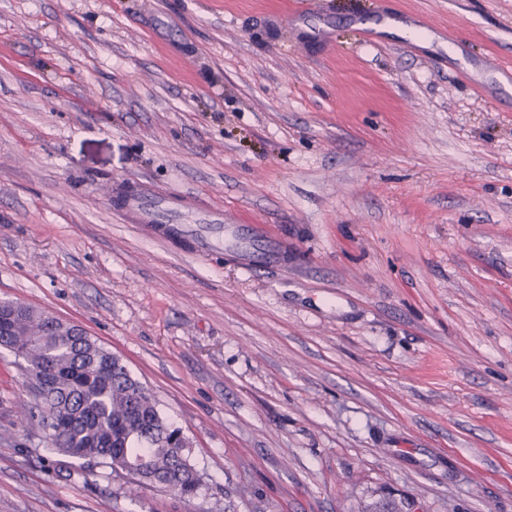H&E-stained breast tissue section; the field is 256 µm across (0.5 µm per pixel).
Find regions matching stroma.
<instances>
[{"label": "stroma", "instance_id": "obj_1", "mask_svg": "<svg viewBox=\"0 0 512 512\" xmlns=\"http://www.w3.org/2000/svg\"><path fill=\"white\" fill-rule=\"evenodd\" d=\"M289 2L0 0V300L119 356L205 480L49 452L0 349V512H512V0ZM141 181L224 224L124 223Z\"/></svg>", "mask_w": 512, "mask_h": 512}]
</instances>
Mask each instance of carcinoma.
<instances>
[{
	"label": "carcinoma",
	"instance_id": "1",
	"mask_svg": "<svg viewBox=\"0 0 512 512\" xmlns=\"http://www.w3.org/2000/svg\"><path fill=\"white\" fill-rule=\"evenodd\" d=\"M0 348L26 362L31 380L44 372L57 386L35 393L48 449L82 467L128 470L140 485L195 497L203 477L186 454L181 428L164 417L153 394L116 355L88 333L53 315L21 306Z\"/></svg>",
	"mask_w": 512,
	"mask_h": 512
}]
</instances>
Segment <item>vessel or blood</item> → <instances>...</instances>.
I'll return each mask as SVG.
<instances>
[{"label": "vessel or blood", "mask_w": 512, "mask_h": 512, "mask_svg": "<svg viewBox=\"0 0 512 512\" xmlns=\"http://www.w3.org/2000/svg\"><path fill=\"white\" fill-rule=\"evenodd\" d=\"M113 200L116 212L126 223L151 227L156 233L170 239L184 234L181 224L173 219V198L158 196L148 182L118 186Z\"/></svg>", "instance_id": "obj_1"}]
</instances>
